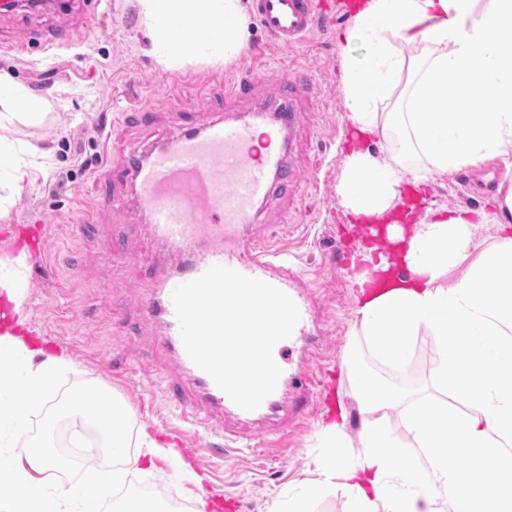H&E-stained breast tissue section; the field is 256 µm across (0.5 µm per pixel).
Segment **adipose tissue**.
I'll use <instances>...</instances> for the list:
<instances>
[{
    "label": "adipose tissue",
    "instance_id": "adipose-tissue-1",
    "mask_svg": "<svg viewBox=\"0 0 512 512\" xmlns=\"http://www.w3.org/2000/svg\"><path fill=\"white\" fill-rule=\"evenodd\" d=\"M147 52L167 69L194 62L238 60L251 38L244 0H133ZM200 42H191L187 28ZM363 43L365 60L351 48ZM344 92L343 119L380 152L355 149L344 158L339 203L351 223L384 227L382 238L359 245L364 268L351 277L358 288L354 333L376 355L399 364L420 330L432 331L442 349L435 386L456 381L478 410L458 417L425 397L410 405L406 431L417 448L405 451L389 413L401 401L347 359L341 372L354 405L338 403L318 437L320 450L306 466L315 479L303 495L276 500L273 512H307L306 500L341 488L349 512H512V189L493 211L400 209L406 186L512 154V0H354L336 35ZM485 111H475L476 103ZM21 105L22 113L12 112ZM42 100L0 78V128L18 119L36 122ZM496 230L492 246L473 238L474 223ZM461 277H454V270ZM20 272L0 262V296L11 304L0 317V512H93L124 473L91 468L89 478L50 483L49 471L68 460L37 443H21L28 416L69 364L33 344ZM66 412L129 468L168 474L179 453L148 433L123 427L114 397L72 392ZM471 461L448 467V449ZM494 471L495 481L479 473Z\"/></svg>",
    "mask_w": 512,
    "mask_h": 512
}]
</instances>
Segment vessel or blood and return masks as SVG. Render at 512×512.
<instances>
[{
	"label": "vessel or blood",
	"mask_w": 512,
	"mask_h": 512,
	"mask_svg": "<svg viewBox=\"0 0 512 512\" xmlns=\"http://www.w3.org/2000/svg\"><path fill=\"white\" fill-rule=\"evenodd\" d=\"M253 10L265 33L290 47L300 44L322 19L317 0H253ZM262 85L253 69L232 81L223 72H208L196 89L206 96L222 93L223 115L200 127L191 113H184L176 137L133 147L119 163H106L97 175L103 184L115 175L130 180L139 198L132 222L149 224L158 241L186 257L183 266L162 283L159 296L141 301L139 314L163 327L165 346L185 374L171 384V400L188 422L219 434L227 431L225 415L242 418L246 412L189 358L173 303L178 286L212 266L221 265L275 286L300 312L292 335L273 349L282 373L258 415L268 419L274 430H283L285 388L301 389L295 402L301 410L323 384L322 378L291 366L285 355L287 348L298 347L307 359L316 356L309 303L295 286L301 275L290 266L286 249L270 247L264 231L255 228L262 204L271 196L287 195L294 184V138L314 83L299 66L284 69L272 97L259 98Z\"/></svg>",
	"instance_id": "1"
}]
</instances>
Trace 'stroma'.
I'll list each match as a JSON object with an SVG mask.
<instances>
[{"instance_id": "35a3bbf8", "label": "stroma", "mask_w": 512, "mask_h": 512, "mask_svg": "<svg viewBox=\"0 0 512 512\" xmlns=\"http://www.w3.org/2000/svg\"><path fill=\"white\" fill-rule=\"evenodd\" d=\"M348 0H320L327 25L305 44L292 48L254 27L242 57L223 67L226 78L239 77L251 64L263 63L265 90L279 82V63L308 64L315 79V98L297 131L295 163L299 186L291 210L279 198L264 203L260 219L268 232L287 235L288 260L305 275L317 306L314 322L322 344L311 372L322 373L326 388L289 429L279 447L264 446L257 425H242L249 446L212 455L218 436L185 422L166 401V384L180 369L164 347L156 326L141 320L137 307L153 292L163 272L147 225L128 223L134 201L131 189L113 184L111 195L99 192L94 180L99 144L109 141L113 156L127 145L157 142L178 134L180 114L192 106L198 124L215 116L206 98L193 88L205 71L192 63L171 71L145 54L146 39L130 0H102L84 8L52 13L26 10L0 16V76L25 85L45 101V118L35 125L15 123L10 135L19 150L22 178L6 217L0 218V259H15L22 247L18 235L42 224L52 228L45 255L29 253L23 268L28 286L24 310L32 335L57 342V351L72 363L37 413L39 441L55 440L68 394L93 382L120 400L131 430L147 428L178 448L206 485L233 498L231 512H271L278 495L301 492L309 483L304 462L317 442L327 410L337 397H350L339 383L345 356H354L374 380L415 400L430 396L471 412L454 387L434 388L433 371L439 347L429 332H420L413 370L391 372L362 337L352 335L356 319L354 290L348 277L359 227L348 226L336 188L344 157L355 143L343 119L341 65L336 32L346 23ZM33 30L58 31L63 39L47 48L15 54L12 44ZM184 85L181 95L168 91L172 79ZM148 105L156 123L148 130L115 124L122 112ZM512 188V157H493L460 173L440 176L425 189L436 207L478 210L490 207L498 190ZM123 237L128 260L108 253L113 237Z\"/></svg>"}]
</instances>
